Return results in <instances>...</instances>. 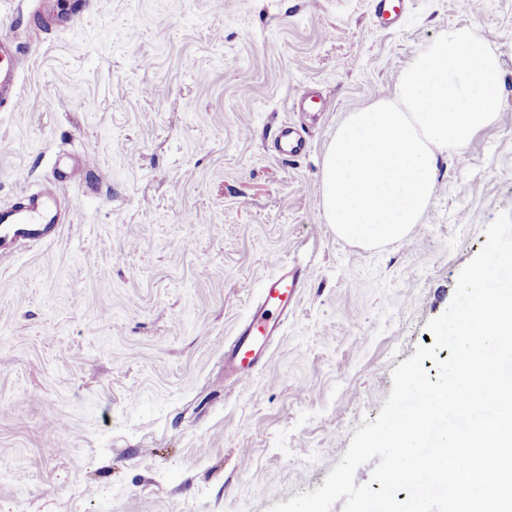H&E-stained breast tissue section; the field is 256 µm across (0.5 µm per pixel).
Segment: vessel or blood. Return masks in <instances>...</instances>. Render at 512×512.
<instances>
[{
  "label": "vessel or blood",
  "instance_id": "1",
  "mask_svg": "<svg viewBox=\"0 0 512 512\" xmlns=\"http://www.w3.org/2000/svg\"><path fill=\"white\" fill-rule=\"evenodd\" d=\"M407 2L371 0L375 22L383 27L397 24L407 9ZM24 64L25 58L16 51L13 42L0 36V102L20 106L16 86ZM292 101L301 112L313 117L323 106L321 98L305 86L296 90ZM275 149L282 158H295L304 153L305 140L295 126L285 124L275 137ZM57 222L58 202L48 193L27 194L11 206L0 207V251L20 238L49 236ZM306 278L305 270L286 266L265 278L248 316L224 345L225 377L241 382L269 367L271 348L282 336L284 323L300 299Z\"/></svg>",
  "mask_w": 512,
  "mask_h": 512
}]
</instances>
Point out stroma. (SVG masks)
<instances>
[{
	"label": "stroma",
	"mask_w": 512,
	"mask_h": 512,
	"mask_svg": "<svg viewBox=\"0 0 512 512\" xmlns=\"http://www.w3.org/2000/svg\"><path fill=\"white\" fill-rule=\"evenodd\" d=\"M0 0L28 58L0 106V207L61 184L74 221L0 257V512H270L320 487L512 212V0ZM501 60L498 120L440 156L407 238L320 218L348 112L452 25ZM311 86L316 119L291 97ZM302 125L305 155L272 144ZM94 165L63 170L85 153ZM307 269L272 363L224 380V341L281 263ZM408 0H371V13L375 22L383 27L397 24L407 9Z\"/></svg>",
	"instance_id": "obj_1"
}]
</instances>
